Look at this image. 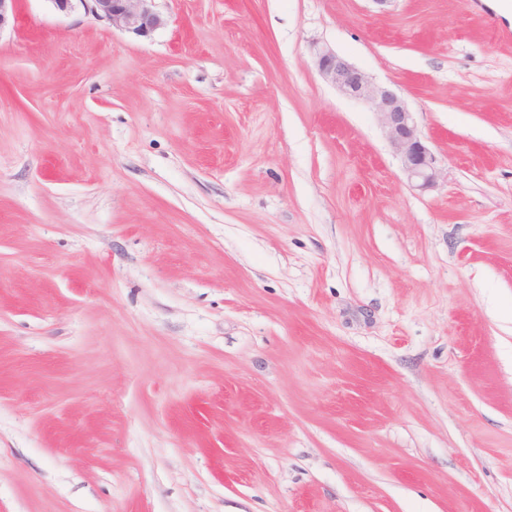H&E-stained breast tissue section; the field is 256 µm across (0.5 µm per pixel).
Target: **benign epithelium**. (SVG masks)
I'll return each mask as SVG.
<instances>
[{
  "mask_svg": "<svg viewBox=\"0 0 512 512\" xmlns=\"http://www.w3.org/2000/svg\"><path fill=\"white\" fill-rule=\"evenodd\" d=\"M112 27L149 36L165 25L157 0H49L54 8L68 13L74 2ZM18 0H0V31L17 22ZM313 59L322 79L343 96L366 103L376 116L390 147L399 158L402 172L413 187L425 191L438 185V160L424 142L413 112L402 96L390 87L375 83L361 68L327 46L313 47Z\"/></svg>",
  "mask_w": 512,
  "mask_h": 512,
  "instance_id": "1",
  "label": "benign epithelium"
}]
</instances>
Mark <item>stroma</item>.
Masks as SVG:
<instances>
[{
	"mask_svg": "<svg viewBox=\"0 0 512 512\" xmlns=\"http://www.w3.org/2000/svg\"><path fill=\"white\" fill-rule=\"evenodd\" d=\"M158 6L0 33V512H512V0ZM158 0H49L59 12L74 9V2L83 5L86 12L112 27L149 36L165 25L166 20L156 7ZM312 55L325 82L343 96L370 106L400 160L407 181L421 191L436 187L441 177L438 160L424 142L413 112L402 96L390 87L375 83L364 70L334 49L314 45Z\"/></svg>",
	"mask_w": 512,
	"mask_h": 512,
	"instance_id": "stroma-1",
	"label": "stroma"
}]
</instances>
